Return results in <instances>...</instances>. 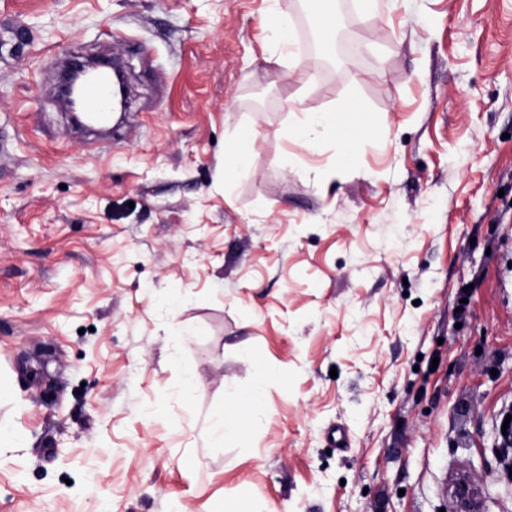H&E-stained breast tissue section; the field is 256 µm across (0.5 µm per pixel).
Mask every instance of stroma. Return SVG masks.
<instances>
[{"label": "stroma", "mask_w": 512, "mask_h": 512, "mask_svg": "<svg viewBox=\"0 0 512 512\" xmlns=\"http://www.w3.org/2000/svg\"><path fill=\"white\" fill-rule=\"evenodd\" d=\"M101 53L109 149L53 93ZM507 408L512 0H0V512H443L454 464L512 512ZM336 129V113L326 112L319 115H306L294 129L293 136L298 141L313 145L318 136L327 130ZM255 135L252 133L244 134L238 142L235 144L233 149L232 166L235 169H246L252 165L254 153H253V141ZM262 399V385H257L245 394L231 397L229 403L225 405L224 413L217 416L215 433L223 439L224 435L239 431L236 418L238 411L243 408L258 409L261 406Z\"/></svg>", "instance_id": "1"}]
</instances>
